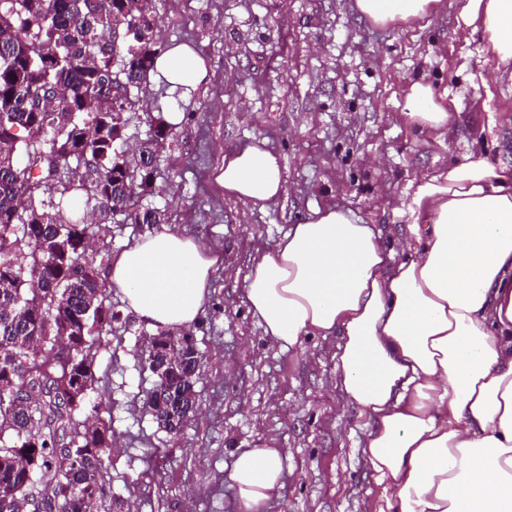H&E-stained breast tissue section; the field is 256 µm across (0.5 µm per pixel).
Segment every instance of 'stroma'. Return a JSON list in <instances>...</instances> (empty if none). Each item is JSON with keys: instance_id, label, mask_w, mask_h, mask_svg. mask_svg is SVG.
Returning a JSON list of instances; mask_svg holds the SVG:
<instances>
[{"instance_id": "35a3bbf8", "label": "stroma", "mask_w": 512, "mask_h": 512, "mask_svg": "<svg viewBox=\"0 0 512 512\" xmlns=\"http://www.w3.org/2000/svg\"><path fill=\"white\" fill-rule=\"evenodd\" d=\"M456 12L457 0H438L421 19L378 26L355 0H154L159 48L195 46L208 76L184 96L156 78L136 91L125 147L146 139L158 114H183L137 201L166 208L168 226L222 249L224 264L189 330L202 356L196 414L176 434L144 405L155 381L146 340L156 329L118 289L106 291L120 318L98 350L104 381L92 400L112 424V496L133 512H237L228 478L237 449L270 447L282 451L284 477L265 512H373L358 449L369 417L336 390L334 338L281 349L241 297L253 262L313 209L340 204L398 235L414 172L434 175L485 151L481 128L488 113L512 109V82L468 81L485 66V41L458 30ZM416 81L461 100L455 137L440 142L405 123ZM249 142L280 155L287 187L255 206L225 196L216 181L225 153ZM153 230L100 225L101 279Z\"/></svg>"}]
</instances>
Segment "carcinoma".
Returning <instances> with one entry per match:
<instances>
[{"instance_id": "1", "label": "carcinoma", "mask_w": 512, "mask_h": 512, "mask_svg": "<svg viewBox=\"0 0 512 512\" xmlns=\"http://www.w3.org/2000/svg\"><path fill=\"white\" fill-rule=\"evenodd\" d=\"M144 0H0V512H97L107 496L112 426L87 406L101 383L96 341L117 318L94 261L92 225L160 224L164 211L133 201L154 182L153 158L171 134L158 118L122 150L132 92L159 53ZM140 183H135V177ZM171 369L154 336L146 404L178 433L196 402L192 338Z\"/></svg>"}]
</instances>
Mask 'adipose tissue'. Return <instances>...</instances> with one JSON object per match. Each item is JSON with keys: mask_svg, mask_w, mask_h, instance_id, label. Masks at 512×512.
Returning <instances> with one entry per match:
<instances>
[{"mask_svg": "<svg viewBox=\"0 0 512 512\" xmlns=\"http://www.w3.org/2000/svg\"><path fill=\"white\" fill-rule=\"evenodd\" d=\"M431 0H356L367 21L424 17ZM489 62L512 64V0H463ZM154 70L170 89L200 84L204 59L178 44ZM406 121L439 139L452 114L412 83ZM227 196L260 204L284 191L278 156L259 143L225 154ZM408 234L328 206L289 227L256 259L243 301L281 348L336 339V387L371 419L362 454L375 512H512V163L487 154L411 183ZM221 250L166 227L112 261L110 282L148 325L192 326ZM283 476L278 448H243L229 479L238 512H263Z\"/></svg>", "mask_w": 512, "mask_h": 512, "instance_id": "ef3b65f1", "label": "adipose tissue"}]
</instances>
